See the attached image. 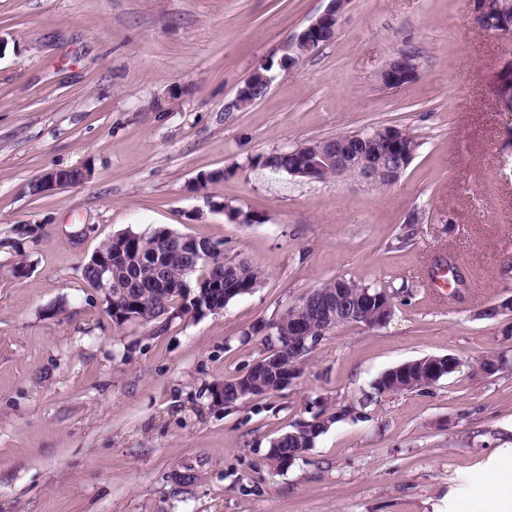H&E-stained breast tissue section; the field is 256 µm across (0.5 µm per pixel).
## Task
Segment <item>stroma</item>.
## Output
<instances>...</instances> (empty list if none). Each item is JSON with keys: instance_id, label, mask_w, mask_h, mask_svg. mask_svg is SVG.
I'll list each match as a JSON object with an SVG mask.
<instances>
[{"instance_id": "1", "label": "stroma", "mask_w": 512, "mask_h": 512, "mask_svg": "<svg viewBox=\"0 0 512 512\" xmlns=\"http://www.w3.org/2000/svg\"><path fill=\"white\" fill-rule=\"evenodd\" d=\"M327 4L0 0V512H470L491 473L512 482V315H482L512 296V116L497 98L512 36L478 26L473 0H349L333 41L234 108ZM402 51L417 78L380 86ZM382 126L421 142L385 189L258 163ZM76 166L87 184L30 194ZM156 226L223 243L260 286L217 314L114 326L82 267L113 234ZM447 254L468 276L449 300L427 277ZM336 277L410 293L385 327L334 329L292 386L213 406L211 388L266 353L253 326ZM499 353V373H473ZM448 354L456 372L375 396L366 418L269 466L272 439L312 406L336 411L388 369Z\"/></svg>"}]
</instances>
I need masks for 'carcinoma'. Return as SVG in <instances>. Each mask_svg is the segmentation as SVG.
Listing matches in <instances>:
<instances>
[{"mask_svg": "<svg viewBox=\"0 0 512 512\" xmlns=\"http://www.w3.org/2000/svg\"><path fill=\"white\" fill-rule=\"evenodd\" d=\"M326 140H312L291 149L274 151L260 157L259 163L269 169L288 173L295 163L307 162L323 154ZM166 227L158 226L148 231L128 229L107 239L96 254L108 260L111 276L100 281L96 270L84 266L82 276L97 289L112 291V306L128 313L127 321L149 323L158 318H175L200 313L205 307L215 314L238 296L259 287L263 272L245 259L224 256L222 244L207 238L191 236L189 245L177 252L170 248L165 235ZM375 293L387 299L393 309L397 292L383 287L362 285L344 277L322 282L312 290L314 297L325 299L341 294L348 308L359 307L365 293ZM298 323L315 330L323 328V321L316 303L305 308L285 307L270 327L288 335V330ZM426 358L406 362V369L386 373L377 381V393L394 394L410 391V386L429 379ZM225 397V407L263 393L280 391L278 381L270 371L260 367L247 375H238L224 381L220 387ZM366 400L343 405L338 412L318 413V422L309 431H299L296 426L282 432L270 442L274 451L267 452V460L275 469H286L300 459L329 426L340 418H358Z\"/></svg>", "mask_w": 512, "mask_h": 512, "instance_id": "1", "label": "carcinoma"}]
</instances>
